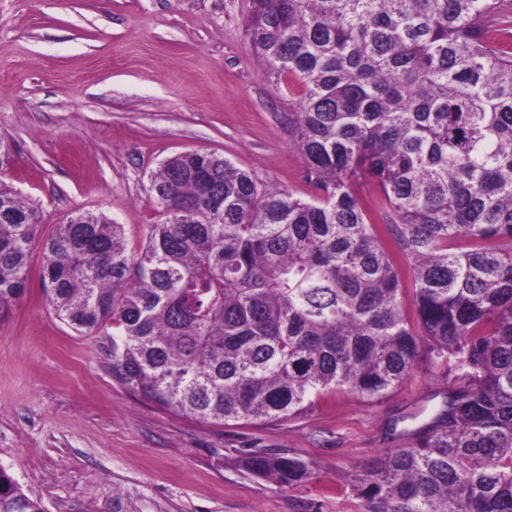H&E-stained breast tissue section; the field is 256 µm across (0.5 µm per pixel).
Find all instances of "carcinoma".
Masks as SVG:
<instances>
[{
  "mask_svg": "<svg viewBox=\"0 0 512 512\" xmlns=\"http://www.w3.org/2000/svg\"><path fill=\"white\" fill-rule=\"evenodd\" d=\"M247 33L273 83L301 85L288 130L315 199L216 153L170 157L139 251L103 212L57 225L46 303L80 333L112 328L118 383L206 424L299 416L336 388L378 398L425 357L448 394L357 478L364 512H512V3L252 0ZM41 221L0 182V317ZM236 464L309 477L263 449ZM0 512L43 509L0 469Z\"/></svg>",
  "mask_w": 512,
  "mask_h": 512,
  "instance_id": "1",
  "label": "carcinoma"
}]
</instances>
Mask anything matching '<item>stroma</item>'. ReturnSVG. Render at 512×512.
Wrapping results in <instances>:
<instances>
[{
    "label": "stroma",
    "instance_id": "obj_1",
    "mask_svg": "<svg viewBox=\"0 0 512 512\" xmlns=\"http://www.w3.org/2000/svg\"><path fill=\"white\" fill-rule=\"evenodd\" d=\"M250 7L0 0L4 180L40 210L38 237L75 210L102 211L136 251L158 220L152 172L186 152L314 197L285 120L300 88L266 77L245 35ZM42 258L34 246L26 291L0 317V468L44 512H364L357 475L442 405V378L422 359L373 401L339 390L290 419L200 423L113 379L105 336L47 306ZM256 448L300 458L309 480L283 488L241 470Z\"/></svg>",
    "mask_w": 512,
    "mask_h": 512
}]
</instances>
